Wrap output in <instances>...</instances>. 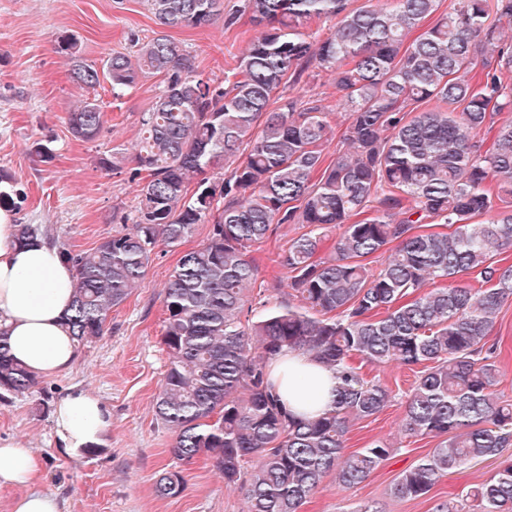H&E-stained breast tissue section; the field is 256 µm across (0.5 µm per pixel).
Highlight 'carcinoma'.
<instances>
[{
	"label": "carcinoma",
	"mask_w": 512,
	"mask_h": 512,
	"mask_svg": "<svg viewBox=\"0 0 512 512\" xmlns=\"http://www.w3.org/2000/svg\"><path fill=\"white\" fill-rule=\"evenodd\" d=\"M163 28L197 27L224 12V0H148ZM437 0H245L261 27L225 73L199 78L195 57L168 35L139 44L135 57L114 52L84 60L72 38L59 48L71 77L120 95L144 77L162 90L141 121L133 177L140 193L133 223L87 251L58 249L72 265L75 299L66 317L79 344L105 334L113 308L144 279L161 245L177 247L195 225L212 221L207 241L181 253L164 287L163 343L168 368L154 400L156 420L173 434L169 452L184 463L206 456L239 486L248 512H299L334 473L351 489L392 452L382 438L345 452L350 423L383 411L387 387L361 364L423 365L404 413L410 437L435 448L395 480L403 499L428 494L441 478L478 460L495 473L465 494L468 512H512V404L491 332L512 300V0H457L453 11L414 39ZM337 19L312 48L307 28ZM311 66L346 92L347 150L324 164L331 112L316 100L275 93ZM106 113L85 101L67 114L69 133L94 142ZM491 134L485 141L481 132ZM233 163L212 181L207 170ZM0 207L15 205L13 178L0 170ZM193 195H188L190 186ZM370 216L357 219L363 213ZM303 232L278 255L285 271L275 301L248 306L257 279L253 252L276 227ZM416 224L452 231L413 232ZM338 229L319 256L325 231ZM398 242L384 267L367 260ZM445 285L434 288L432 284ZM301 351L339 379L336 401L314 417L288 410L270 381L273 360ZM36 377L10 356L0 331V391L23 395ZM257 460L246 471L247 459ZM184 477L166 471L160 496L180 493Z\"/></svg>",
	"instance_id": "carcinoma-1"
}]
</instances>
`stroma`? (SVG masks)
<instances>
[{
  "label": "stroma",
  "mask_w": 512,
  "mask_h": 512,
  "mask_svg": "<svg viewBox=\"0 0 512 512\" xmlns=\"http://www.w3.org/2000/svg\"><path fill=\"white\" fill-rule=\"evenodd\" d=\"M243 0H224V14L201 27L168 29L167 34L196 57L197 72L213 85L224 82L248 43L259 32ZM159 27L146 0H0V168L14 179L21 197L15 218L20 224L48 229L74 250H87L122 231L121 217L133 216L139 183L132 180L140 140L141 117L159 92L155 77L141 79L121 97L109 82L94 89L76 85L66 55L57 41L75 37L82 57L97 62L111 52L134 54L136 40H147ZM288 96L321 100L331 112L332 140L324 152L332 160L344 146L347 126L345 94L332 76L314 68L287 88ZM94 100L106 113L101 138L83 142L67 130L66 116L81 100ZM54 138L56 159L40 162L31 153L34 140ZM116 153V169L99 168L97 156ZM211 229L196 225L181 248L159 246L138 290L113 309L103 338L79 346L69 372L39 378L32 393L0 398V439L11 438L29 448L39 463L36 489L56 493L60 512H247L236 487L207 458L178 466L169 448L173 436L152 411L168 356L162 343V291L182 250L199 247ZM293 225L278 227L261 246L256 285L273 289L283 278L270 258L296 237ZM506 366L497 391L512 403V300L504 303L492 331ZM369 379L391 392L379 414L353 422L345 448L355 451L376 438L387 440L392 455L362 484L339 487L335 475L324 478L318 492L300 512H348L367 504L373 512H433L436 503L460 497L488 479L498 463L486 460L455 471L416 499L394 497L390 489L403 471L436 445L432 438H409L402 430L405 401L417 378L415 371L391 363L363 365ZM78 387L97 397L112 412V427L101 446L70 459L56 448L51 412L55 401ZM182 469L185 489L173 497L158 496L155 482L162 471Z\"/></svg>",
  "instance_id": "1"
}]
</instances>
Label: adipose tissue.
Here are the masks:
<instances>
[{
  "instance_id": "adipose-tissue-1",
  "label": "adipose tissue",
  "mask_w": 512,
  "mask_h": 512,
  "mask_svg": "<svg viewBox=\"0 0 512 512\" xmlns=\"http://www.w3.org/2000/svg\"><path fill=\"white\" fill-rule=\"evenodd\" d=\"M73 294V271L58 248L40 236L20 243L11 212L1 208L0 329L7 332L11 356L36 376L67 372L77 360V343L65 324ZM271 378L299 416L317 413L336 398L335 374L305 354L274 362ZM52 424L58 450L76 458L101 444L112 419L98 398L75 390L57 400ZM34 470L28 448L0 440V486L28 484Z\"/></svg>"
}]
</instances>
